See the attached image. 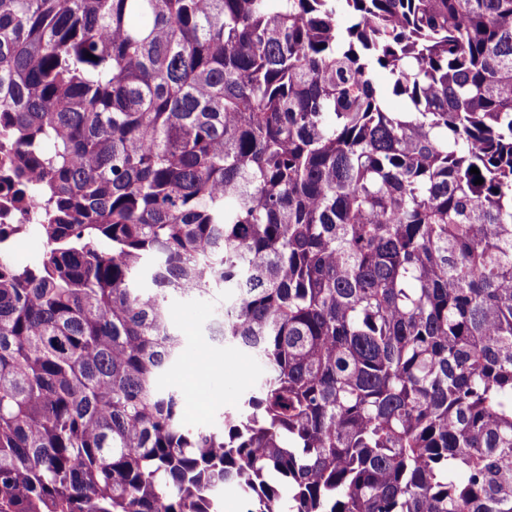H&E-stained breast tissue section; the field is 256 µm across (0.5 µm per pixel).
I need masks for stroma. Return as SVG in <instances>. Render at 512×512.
<instances>
[{"label":"stroma","instance_id":"35a3bbf8","mask_svg":"<svg viewBox=\"0 0 512 512\" xmlns=\"http://www.w3.org/2000/svg\"><path fill=\"white\" fill-rule=\"evenodd\" d=\"M170 317L184 334L182 357L168 375V385L184 394V422L191 428H213L222 423L225 408L233 406L262 376V365L240 349L210 340L207 327L216 316L213 304L206 300H172ZM211 354L221 359V368L194 380L189 365L198 357Z\"/></svg>","mask_w":512,"mask_h":512}]
</instances>
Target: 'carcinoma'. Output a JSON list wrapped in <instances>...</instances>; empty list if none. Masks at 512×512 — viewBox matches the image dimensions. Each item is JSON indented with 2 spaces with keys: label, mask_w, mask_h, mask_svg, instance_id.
Returning a JSON list of instances; mask_svg holds the SVG:
<instances>
[{
  "label": "carcinoma",
  "mask_w": 512,
  "mask_h": 512,
  "mask_svg": "<svg viewBox=\"0 0 512 512\" xmlns=\"http://www.w3.org/2000/svg\"><path fill=\"white\" fill-rule=\"evenodd\" d=\"M0 167V512H512V0H0ZM35 240H39L38 233L34 227L23 238H5L1 242V254L9 261L17 263L21 253ZM169 311L172 322L183 331L185 338L181 360L165 382L181 388L183 417L188 427L215 428L223 421L224 409L233 406L259 380L263 366L234 346L219 345L210 340L206 329L216 316L211 302L173 299ZM209 353L220 358L222 366L196 382L190 377L189 364ZM198 391L209 393L206 404L196 402Z\"/></svg>",
  "instance_id": "1"
}]
</instances>
